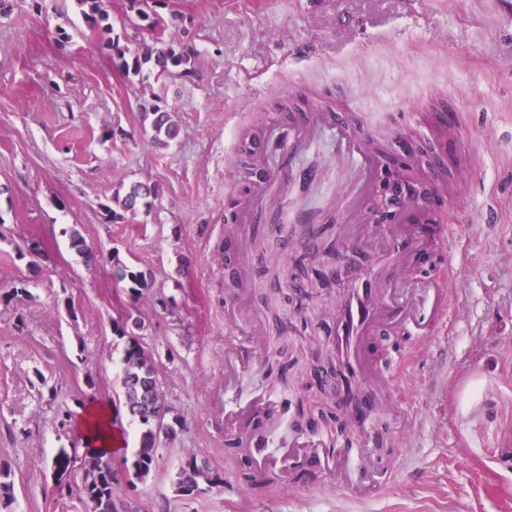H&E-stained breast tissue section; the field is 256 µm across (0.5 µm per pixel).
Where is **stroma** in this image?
Here are the masks:
<instances>
[{"mask_svg": "<svg viewBox=\"0 0 512 512\" xmlns=\"http://www.w3.org/2000/svg\"><path fill=\"white\" fill-rule=\"evenodd\" d=\"M195 56L186 74L129 80L102 50L73 0H6L0 6V289L26 282L30 301L0 304V463L14 480L13 512H84L82 472L58 502L49 463L77 446L54 426L59 406L124 409L114 322L132 312L152 354L174 428L155 470L113 493L128 512H512V9L504 0H169ZM70 35L56 46L57 30ZM171 107L179 134L159 148L142 104ZM315 108L336 113L380 158L381 185L429 177L465 186L436 196L427 237L432 273L448 280L447 318L428 333L385 342L390 401L378 437L354 429L356 456L385 475L363 494L360 470L333 487L335 459L319 432L297 426L306 393L301 352L320 348L340 298L313 299L317 323L274 313L293 285L273 268L298 255L275 232L278 210L341 227L350 222L354 160L324 132L287 155L271 133L301 126ZM278 180L260 219L230 223L249 197L254 155ZM157 186L148 210L109 220L120 187ZM77 228L99 257L72 250ZM237 264L220 256L226 236ZM44 252L20 258L27 238ZM146 272L132 301L114 266ZM68 307H61V300ZM58 390L49 400V387ZM252 447H231L242 425ZM223 478L180 495L188 453ZM252 480H245V473Z\"/></svg>", "mask_w": 512, "mask_h": 512, "instance_id": "obj_1", "label": "stroma"}]
</instances>
